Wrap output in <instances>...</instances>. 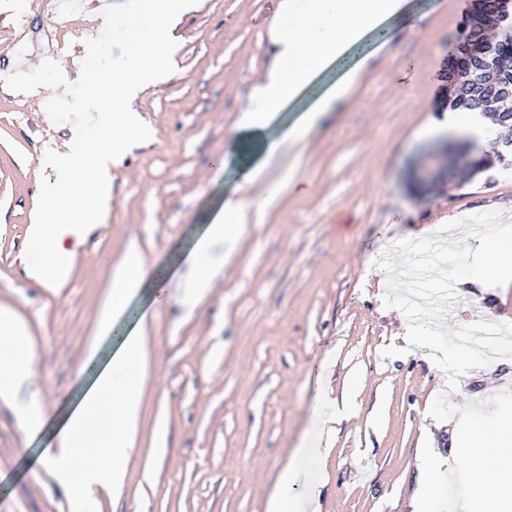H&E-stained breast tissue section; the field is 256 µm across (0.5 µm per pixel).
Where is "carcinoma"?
I'll return each mask as SVG.
<instances>
[{
	"label": "carcinoma",
	"instance_id": "obj_1",
	"mask_svg": "<svg viewBox=\"0 0 512 512\" xmlns=\"http://www.w3.org/2000/svg\"><path fill=\"white\" fill-rule=\"evenodd\" d=\"M491 27L501 29L502 37L495 42L483 39L473 52L475 62L485 69L487 76L501 83L512 84V69L506 64V58L512 57V0H497L490 14L483 9H474L466 31ZM448 107L467 112H491L500 127H512V122L505 121L506 117H512V94H491L485 87H475L465 71L456 75L455 85L448 96Z\"/></svg>",
	"mask_w": 512,
	"mask_h": 512
}]
</instances>
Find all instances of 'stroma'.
Segmentation results:
<instances>
[{
  "label": "stroma",
  "instance_id": "35a3bbf8",
  "mask_svg": "<svg viewBox=\"0 0 512 512\" xmlns=\"http://www.w3.org/2000/svg\"><path fill=\"white\" fill-rule=\"evenodd\" d=\"M97 2L0 0V78L51 59L76 81V49L104 29ZM276 4L202 0L183 16L175 73L132 104L151 138L113 165L112 211L55 291L28 281L21 259L41 181L57 179L45 153H66L74 132L0 85V303L29 322L50 420L77 396L113 265L133 244L153 271L112 328L120 340L141 307L153 312L135 449L123 487L97 491L87 512H265L288 461L310 475L294 493L318 512H411L423 441L453 463L455 421L428 414L445 376L427 348L406 350V319L384 306L386 274L375 262L394 242L431 237L451 220L499 210L512 221V165L495 160V126L485 133L492 165L478 172L439 130L448 47L472 0H410L390 36L371 41L346 98L266 160L260 142L232 131L266 65L259 35ZM271 182L283 186L278 200L251 212L233 249H212L215 286L187 302L186 257L205 225L226 198ZM474 305L512 323V287L484 283L467 286L446 327L466 324ZM391 344L402 355L381 357ZM511 379L512 359L470 370L449 400L460 408L487 399ZM346 392L350 414L331 425L310 419L318 394L333 402ZM304 436L325 455L296 454ZM51 445L47 433L27 438L0 405V512H74L53 477L29 465Z\"/></svg>",
  "mask_w": 512,
  "mask_h": 512
}]
</instances>
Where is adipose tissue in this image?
Returning a JSON list of instances; mask_svg holds the SVG:
<instances>
[{
    "label": "adipose tissue",
    "mask_w": 512,
    "mask_h": 512,
    "mask_svg": "<svg viewBox=\"0 0 512 512\" xmlns=\"http://www.w3.org/2000/svg\"><path fill=\"white\" fill-rule=\"evenodd\" d=\"M407 4L408 0H280L265 33L271 61L252 87L237 136L264 140V131L279 112L304 96L324 71L352 56L371 34L387 30L391 22L405 16ZM358 72V67L346 68L345 81L328 88L304 110L281 140L302 138L324 112L347 96ZM281 140H264L267 154H275ZM245 222V201L225 200L189 258L195 294H204L212 286L207 258L213 245L237 240ZM483 242L494 260L479 268L474 280L512 285V236L491 227ZM150 280L147 262L135 250H127L112 272L103 303L106 319L120 320ZM147 361L145 340L139 330H132L90 375L81 376L79 399L58 426L55 447L34 460L38 468L53 475L79 510L98 489L123 484ZM36 365L37 352L25 319L14 308L0 304V404L14 410L28 436L38 435L48 420L34 388Z\"/></svg>",
    "instance_id": "1"
}]
</instances>
